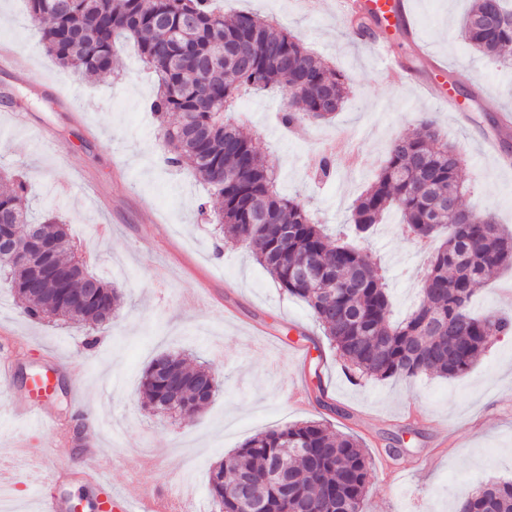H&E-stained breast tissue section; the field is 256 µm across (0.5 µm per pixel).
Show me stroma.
I'll list each match as a JSON object with an SVG mask.
<instances>
[{
  "label": "stroma",
  "instance_id": "stroma-1",
  "mask_svg": "<svg viewBox=\"0 0 512 512\" xmlns=\"http://www.w3.org/2000/svg\"><path fill=\"white\" fill-rule=\"evenodd\" d=\"M411 2L420 41L398 35L396 47L411 66L430 58L476 79V86L457 90L467 123L389 75L338 19L336 0H316L309 12L298 0H224L226 14L275 20L353 81L334 118L307 121L294 132L276 122V92L241 93L235 116L277 168L280 193L300 197L332 227L348 223L392 141L430 117L466 160L465 203L492 212L512 231V167L500 166L483 142L512 107V66L481 57L457 38L469 0ZM2 13L10 22L0 24V46L12 49L13 63L0 67V170L32 175V221H40L47 199L61 202L88 271L124 295L110 323L90 330L27 319L0 281V362L12 365L9 386L0 387V453L14 463L9 512H38L45 485L81 504V512H94L99 489L82 478L91 461L81 438L91 427L114 462L113 488L131 480L184 485L199 512L215 508L208 487L213 463L257 433L319 418L369 451L364 512H454L466 491L512 479V342L492 337L476 365L456 379L353 382L302 300L280 290L244 246L215 251L198 211L207 188L191 172L166 165L150 110L156 77L134 43L121 45L110 73L87 81L45 51L24 0H0ZM343 135L361 143L359 163L339 155L330 179L314 178L324 140ZM87 183L102 201L84 192ZM101 224L111 225L110 237L99 236ZM438 245H420L392 218L375 227L367 254L384 269L391 319L417 303ZM182 351L210 364L222 392L192 418L156 416L139 396L142 373L158 355ZM49 368L61 381L46 400L58 427L40 431L12 408L31 399L32 377ZM297 385L305 386L308 404L291 401ZM321 392L324 408L315 401ZM133 448L164 454V467L131 468ZM45 454L56 458L57 470L29 479L32 460Z\"/></svg>",
  "mask_w": 512,
  "mask_h": 512
}]
</instances>
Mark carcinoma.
I'll use <instances>...</instances> for the list:
<instances>
[{
    "label": "carcinoma",
    "mask_w": 512,
    "mask_h": 512,
    "mask_svg": "<svg viewBox=\"0 0 512 512\" xmlns=\"http://www.w3.org/2000/svg\"><path fill=\"white\" fill-rule=\"evenodd\" d=\"M70 11L26 0L29 22L56 62L88 78L102 74L122 41H133L153 71L157 91L151 111L159 139L171 146L168 166L187 168L221 202L217 231L242 244L287 294L304 301L336 351L366 380L464 375L493 336L512 333V318L476 316L472 298L486 279L512 266V233L488 213L463 204L464 158L441 140L424 118L420 130L396 139L385 166L354 204L351 223L361 239L395 210L416 238L445 232L432 256L413 312L388 320L390 298L384 277L347 233L329 234L304 203L280 196L277 175L227 116L244 89L282 94L279 122L295 127L312 112L330 116L348 96L350 78L309 51L300 38L251 13L226 17L214 0H62ZM187 18L195 27L179 31ZM185 41L195 64L174 60L173 37ZM457 37L483 57L512 62V0H470ZM40 224L55 245L54 264L37 278L9 260L0 276L23 314L33 321L99 325L122 305L112 284L79 269L69 251L67 225L54 215ZM26 181L19 176L0 190V225L28 223ZM293 232L279 236L276 225ZM319 257L313 276L295 269L304 257ZM220 384L209 367L190 368L180 353H167L146 369L141 393L157 415L191 417L204 410ZM288 462L294 499L288 502L270 472ZM266 486L261 512H361L369 491L368 454L353 435L333 431L325 419L286 424L258 433L210 467V494L219 512H238L225 468ZM457 512H512V482L489 481L469 491Z\"/></svg>",
    "instance_id": "1"
}]
</instances>
